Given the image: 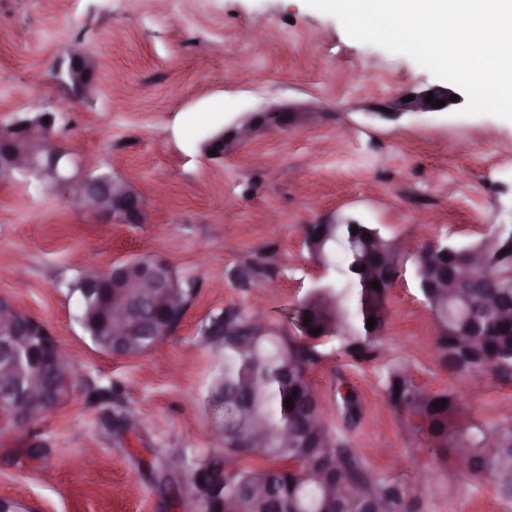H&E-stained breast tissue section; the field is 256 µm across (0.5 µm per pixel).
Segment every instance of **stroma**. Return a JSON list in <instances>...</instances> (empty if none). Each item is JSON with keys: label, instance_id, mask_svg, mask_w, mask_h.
Returning a JSON list of instances; mask_svg holds the SVG:
<instances>
[{"label": "stroma", "instance_id": "obj_1", "mask_svg": "<svg viewBox=\"0 0 512 512\" xmlns=\"http://www.w3.org/2000/svg\"><path fill=\"white\" fill-rule=\"evenodd\" d=\"M99 63L100 91L76 99L49 72L65 50ZM411 57L351 39L304 0H0V120L52 111L72 154L123 177L149 224H108L71 197L0 183V298L41 321L75 378L69 396L0 432V500L16 512H192L190 472L159 486L151 466L211 452L209 390L223 355L204 331L228 311L294 335L289 311L327 281L303 244L318 221L376 224L410 245L479 239L512 224V122L455 112L383 118L392 97L436 85ZM305 108L223 159L205 140L245 112ZM168 260L199 293L173 336L134 359L98 350L74 319L80 278L137 258ZM377 358L354 366L327 344L308 369L324 415L407 512H512L488 481L440 465L381 391L404 367L430 393L458 394L482 420L512 416V380L439 368L434 324L412 274L391 290ZM348 381L361 415L345 421Z\"/></svg>", "mask_w": 512, "mask_h": 512}]
</instances>
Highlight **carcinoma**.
<instances>
[{"label": "carcinoma", "mask_w": 512, "mask_h": 512, "mask_svg": "<svg viewBox=\"0 0 512 512\" xmlns=\"http://www.w3.org/2000/svg\"><path fill=\"white\" fill-rule=\"evenodd\" d=\"M304 244L336 273L331 292L310 293L302 301L311 317L308 328L320 327L321 333L278 336L235 312L224 327L213 323L207 330L223 351L211 384L223 423L216 450L190 462L197 512L215 509L200 492L201 473L221 487L226 512H367L371 501L384 502L387 512H404L406 504L396 488L378 484L354 456L336 447L306 371L317 347L329 342L356 363L372 359L391 315L388 287L409 270L418 288L447 275L461 281L456 294L437 288L420 293L434 319L439 367L456 378L512 380V319L500 318L503 312L512 314V229L492 224L483 238L448 247L446 257L432 240L403 253L385 232L367 238L361 229L352 233L350 224L306 226ZM362 267L373 272L382 289L362 279ZM118 292L112 277L104 278L101 301L81 296L76 321L97 349L133 359L166 340L154 335V327L162 323L172 331L171 320H181L197 289L175 288L166 298L145 301L142 325L120 337L111 335L99 312ZM371 316L375 326L369 329ZM36 369L32 344H19L17 385L24 387ZM383 392L403 425L423 435L442 463H453L455 450L463 448L472 459L466 474L491 480L500 496L512 498V418L476 420L457 395L428 393L400 368L388 372ZM288 396L291 409L284 405ZM437 400L450 405L437 409ZM242 457L270 465L261 470L235 467Z\"/></svg>", "instance_id": "obj_1"}]
</instances>
